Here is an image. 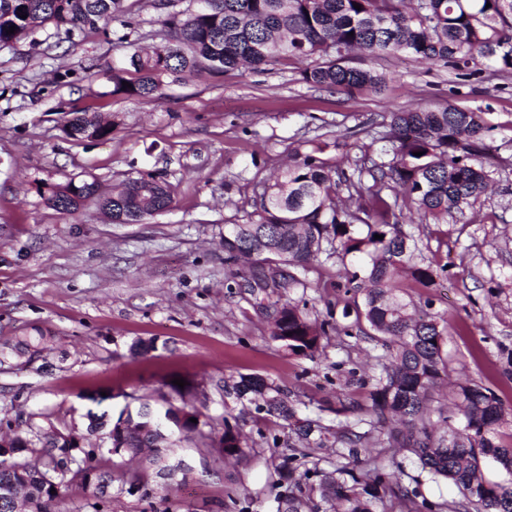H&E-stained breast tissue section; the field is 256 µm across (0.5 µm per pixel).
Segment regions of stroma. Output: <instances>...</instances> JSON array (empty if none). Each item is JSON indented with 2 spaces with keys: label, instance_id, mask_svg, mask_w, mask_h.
<instances>
[{
  "label": "stroma",
  "instance_id": "stroma-1",
  "mask_svg": "<svg viewBox=\"0 0 512 512\" xmlns=\"http://www.w3.org/2000/svg\"><path fill=\"white\" fill-rule=\"evenodd\" d=\"M131 31L114 23L74 41L53 27L0 48V347L44 335L40 357L0 361V419L84 430L86 412L118 416L124 406L193 403L204 418L235 416L246 455L225 460L184 441L172 456L194 467L183 485L150 479L113 497L112 512H276L283 459L306 421L328 428L324 448L298 457V470L333 471L338 404L368 403L380 341L363 333H329L314 356L285 352L271 339L265 313L249 291L228 285L222 236L248 221L263 182L294 154L326 141V159L351 170L361 156L378 158L380 124L389 113L454 104L478 109L490 128V169L496 184L465 215L448 224L405 223L427 245L425 260L447 264L433 288L404 281L408 298H431L447 320L442 351L448 375L431 391L433 405L451 408L456 385L492 390L509 416L499 429L512 438V74L489 69L467 79L452 67L423 66L398 56L376 60L382 91L329 92L300 79L288 60L254 73L234 71L170 83L163 97L112 95L111 75L129 53V34L160 43L161 22L197 0H125ZM87 110L110 119L107 141H76L63 126ZM153 174L169 185L173 208L141 224H115L92 204L73 213L48 207L43 184L97 180L109 193ZM335 260L310 273L311 286L289 294L310 318L342 320L355 296L338 288ZM155 350L132 357L135 340ZM259 375L298 405L293 419L257 411L226 396L224 383ZM184 379L182 395L171 389ZM403 482L434 502L458 498L445 480L430 479L415 457L385 448Z\"/></svg>",
  "mask_w": 512,
  "mask_h": 512
}]
</instances>
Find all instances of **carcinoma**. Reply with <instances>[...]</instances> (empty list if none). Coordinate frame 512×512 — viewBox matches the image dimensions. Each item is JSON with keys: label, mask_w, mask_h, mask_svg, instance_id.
I'll use <instances>...</instances> for the list:
<instances>
[{"label": "carcinoma", "mask_w": 512, "mask_h": 512, "mask_svg": "<svg viewBox=\"0 0 512 512\" xmlns=\"http://www.w3.org/2000/svg\"><path fill=\"white\" fill-rule=\"evenodd\" d=\"M124 0H0V48L28 37L40 26L52 25L67 41L86 30L106 31L125 16ZM201 6L180 17L163 20L164 43L131 48L125 66L112 69V94L159 98L165 79L177 81L204 73L258 71L290 59L306 62L301 80L331 92L382 90L386 76L371 62L386 55H402L420 64L442 62L461 77L484 69L512 72V0H199ZM361 5L356 9L355 5ZM27 18L22 19L20 15ZM15 32L7 33L9 27ZM131 87L123 89L122 82ZM382 140L389 143L387 160L361 158L352 173L337 169L322 157L324 147L294 158L273 182L263 187L258 219L224 225V263L238 288L277 293L270 336L285 350L312 355L329 330L352 335L361 321L381 336L391 337L386 354L376 357L379 372L372 377L370 406L348 420L352 409L343 405L336 415L340 456L364 462L359 472L338 465L322 474L319 487L310 471L288 467L289 484L279 496L277 512L315 510L312 493L333 502V512H512V485L485 479L481 459L489 458L512 473V444L497 441L505 411L497 395L479 385L461 384L454 408L461 425L449 424L441 408L429 404V389L447 373L442 353L447 325L426 311L432 300L417 308L400 295L404 274L428 288L447 266L417 260L418 242L403 231L405 214L446 224L487 194L491 177L486 159L489 128L482 113L449 104L442 109L414 108L391 112ZM74 139L109 140L112 124L95 114L76 113L64 125ZM369 175L372 183L364 181ZM400 189L402 196L385 190ZM94 181L68 180L48 184L41 194L50 208L73 213L94 200L114 224H142L169 210L168 186L151 175L128 181L112 196L97 193ZM348 196L342 197V191ZM380 238H374V235ZM336 259L343 267L345 287L363 293L351 325L333 326L309 319L288 301V290L306 288L305 274L322 261ZM47 349V337L24 336L12 348L17 355H36ZM224 391L237 398L262 402L265 410L286 420L294 409L280 390L260 376L243 377ZM183 423L185 437L211 446L209 431L191 422L200 413L192 407ZM11 447L19 450L8 468L0 467V489L24 481L28 502L42 512L69 488L80 484L89 497L77 512H103L112 503L82 472L112 470L102 464L104 454L74 453L68 464L59 458L65 432L48 424L34 428L29 420L7 422ZM111 447L130 455L154 449L153 463L174 445L148 427L135 410L108 421ZM219 445L224 455L245 456L238 424L224 418ZM405 448L422 470L452 481L462 499L434 503L418 489L403 485L402 470H389L369 446ZM55 493H50V490Z\"/></svg>", "instance_id": "obj_1"}]
</instances>
